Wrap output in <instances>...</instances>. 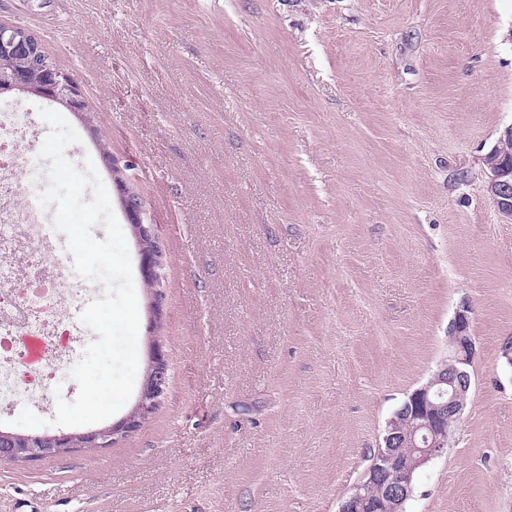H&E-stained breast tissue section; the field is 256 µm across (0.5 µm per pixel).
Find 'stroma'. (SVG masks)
Segmentation results:
<instances>
[{
  "label": "stroma",
  "instance_id": "1",
  "mask_svg": "<svg viewBox=\"0 0 512 512\" xmlns=\"http://www.w3.org/2000/svg\"><path fill=\"white\" fill-rule=\"evenodd\" d=\"M79 86L163 252L141 276L155 412L106 448L0 462V512H338L471 309L447 453L405 512H512V0H0ZM131 260L137 244L83 122ZM505 144H512V125L504 129L497 144L484 156L489 172L486 188L501 216L512 222V155L502 153Z\"/></svg>",
  "mask_w": 512,
  "mask_h": 512
}]
</instances>
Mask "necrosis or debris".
<instances>
[{
	"label": "necrosis or debris",
	"mask_w": 512,
	"mask_h": 512,
	"mask_svg": "<svg viewBox=\"0 0 512 512\" xmlns=\"http://www.w3.org/2000/svg\"><path fill=\"white\" fill-rule=\"evenodd\" d=\"M39 130L26 112H0V401L45 408L83 342L79 291L68 274L37 158Z\"/></svg>",
	"instance_id": "obj_1"
}]
</instances>
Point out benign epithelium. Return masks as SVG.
Here are the masks:
<instances>
[{"mask_svg":"<svg viewBox=\"0 0 512 512\" xmlns=\"http://www.w3.org/2000/svg\"><path fill=\"white\" fill-rule=\"evenodd\" d=\"M32 47L31 72L12 76L13 85L25 90L38 81L41 95L50 101H61L72 111L85 109L82 94L64 73L55 69L45 56L40 40L31 32L0 25V53L8 54L18 47ZM512 144V125L505 128L497 144L484 156L488 170L487 192L495 200L502 217L512 222V155L503 152ZM114 181L121 193L127 218L136 238L153 236V227L144 223L140 199L131 192L119 176ZM140 272L144 281L160 283L161 253L158 250L139 252ZM476 352L475 338L470 331L469 309L455 312L448 326V354L438 364L429 382L410 396V401L396 409L387 421L377 461L370 475L384 474L391 479L377 488V494L367 493L369 483L361 482L354 493L342 501L339 512H378L384 502H404L413 494L411 472L419 466L445 454L471 387L468 368ZM152 393L143 394L134 410L121 420L103 428L84 433H46L43 439L49 447L39 451L14 446L0 452L1 461L16 464L58 455L64 449L99 448L134 431L143 417L160 403L168 387V365L162 347L154 345L150 353ZM415 419L413 429L402 427L404 419ZM425 431L421 440L416 433Z\"/></svg>","mask_w":512,"mask_h":512,"instance_id":"obj_1","label":"benign epithelium"}]
</instances>
